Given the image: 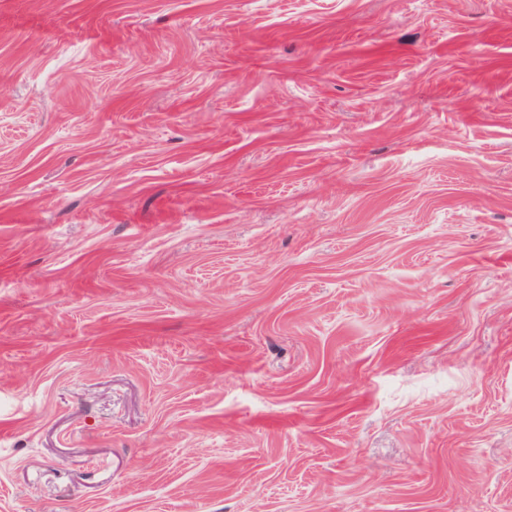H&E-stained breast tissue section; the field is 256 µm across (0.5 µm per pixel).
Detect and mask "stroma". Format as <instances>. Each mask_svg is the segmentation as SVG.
Wrapping results in <instances>:
<instances>
[{
    "label": "stroma",
    "instance_id": "stroma-1",
    "mask_svg": "<svg viewBox=\"0 0 512 512\" xmlns=\"http://www.w3.org/2000/svg\"><path fill=\"white\" fill-rule=\"evenodd\" d=\"M0 512H512V0H0Z\"/></svg>",
    "mask_w": 512,
    "mask_h": 512
}]
</instances>
